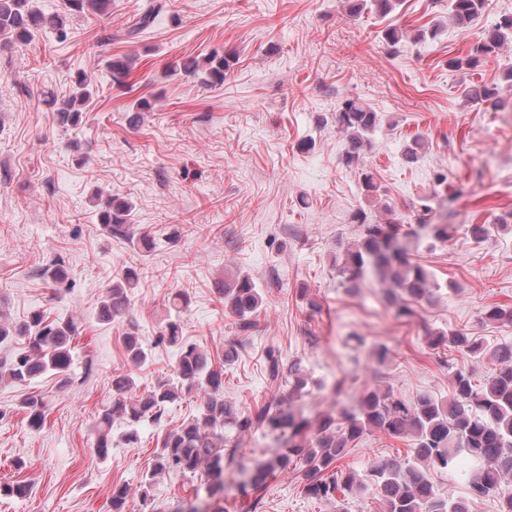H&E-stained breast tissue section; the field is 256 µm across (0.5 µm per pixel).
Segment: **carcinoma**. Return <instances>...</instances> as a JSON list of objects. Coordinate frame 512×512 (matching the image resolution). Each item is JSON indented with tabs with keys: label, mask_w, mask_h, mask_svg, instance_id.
<instances>
[{
	"label": "carcinoma",
	"mask_w": 512,
	"mask_h": 512,
	"mask_svg": "<svg viewBox=\"0 0 512 512\" xmlns=\"http://www.w3.org/2000/svg\"><path fill=\"white\" fill-rule=\"evenodd\" d=\"M400 0H346L347 12L358 16L371 12L381 19L393 13ZM485 0H448V14L461 26L476 20L483 11ZM61 11L46 14L34 5V0H0V45L19 47L28 45L36 34L50 32L60 40L68 37L70 19L77 16L99 18L109 14L112 0H63ZM169 7L167 0H149L133 18L127 34L136 37L152 26L160 13ZM512 43V12L503 14L474 47V55L449 60V65L460 70L477 57L496 56ZM135 66V58L128 54L115 55L106 63L114 86L126 84ZM229 68L226 55L211 51L203 56L175 61L168 66L172 73L199 78L207 86L224 84V71ZM92 81L80 71L74 77L73 89L62 101L54 94H44L53 120L66 129L82 124L83 114L94 103ZM469 101L496 104L498 88L474 85L464 89ZM153 110V104L142 97L130 108L129 125L138 127L141 113ZM337 122L345 133L343 157L347 165L359 162L370 148L371 137L381 125V115L370 106L355 99H344L337 107ZM98 221L105 232L124 237L141 254L155 248L154 240L135 232L134 204L129 199L96 188L91 197ZM361 224V237L336 260L338 277L343 285L356 286L366 271L376 274L392 287L391 297L398 305V315L411 319L414 309L410 303L430 301L437 291L430 271L422 264L405 256L401 228L395 221L385 224L367 221L364 211L354 215ZM498 230L511 232L506 222L468 224L466 237L484 241ZM140 281V270L134 266L123 268L112 278L100 303L98 318L108 324L121 323L130 310V291ZM224 307L236 317V328L245 333L255 326V316L263 307V297L253 280L245 274H236L215 283ZM188 305L183 294L169 300L174 314L156 336V342L179 349L176 375L173 379L157 381L151 389L136 394V381L131 374L112 379V404L104 410L97 425V453L104 456L112 447V418L121 417L126 423L125 441L134 444L139 439V428L147 422L161 420L165 406L184 394L201 395L204 403L198 414L170 431L162 444V451L154 459L152 468L141 481L138 495L139 512H158L151 498L153 477L165 473L172 477L205 472V489L214 501L212 512H224V463L240 457L231 433H244L254 425H264L275 434L281 448L261 452L251 464L239 463L243 476L239 512H260L268 479L276 472L299 467L303 471L306 496L338 502L337 494L371 495L381 504L383 512H470V499L499 497L501 512H512V493L506 483L512 480V344L502 343L491 349L460 331L448 333L425 330L429 345H448L477 358L485 356L493 362L492 373L476 385L462 370L453 375V389L448 398L423 394L414 401L398 397L389 385L366 387L352 410H326L309 420L296 414L284 401L268 405L256 414L239 410L224 402V372L216 370L210 354L182 335L180 314ZM485 320L512 325V307L493 305L485 310ZM77 323L51 320L41 312H34L24 323L15 325L0 314V344H8L18 336L30 338V347L0 361V380L18 385L28 384L47 373L66 376L71 370V342ZM124 347L134 365L149 359L150 350L140 339L136 328L124 332ZM268 379L278 387H288V398L300 396L310 383V377L298 361L283 362L280 353L268 349L265 359ZM30 428L38 430L45 423L42 401L30 395L21 404ZM378 431L394 438L412 441L410 454L404 460H380L359 474L338 465L346 448L367 432ZM475 463L467 474L470 498L443 497L435 489L431 472H455L460 467V456Z\"/></svg>",
	"instance_id": "carcinoma-1"
}]
</instances>
